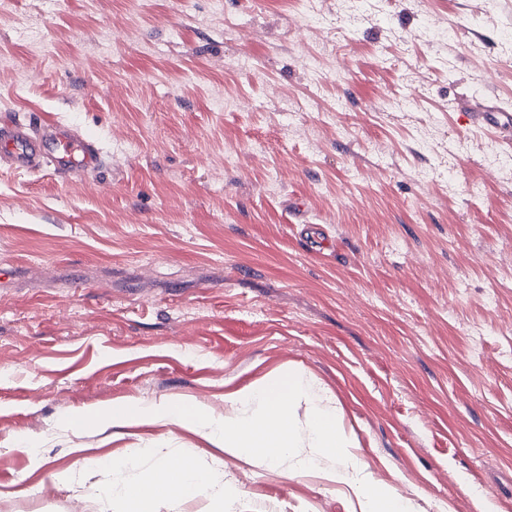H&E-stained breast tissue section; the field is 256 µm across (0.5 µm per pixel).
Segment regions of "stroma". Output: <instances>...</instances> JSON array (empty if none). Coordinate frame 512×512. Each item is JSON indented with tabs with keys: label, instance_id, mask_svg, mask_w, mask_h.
<instances>
[{
	"label": "stroma",
	"instance_id": "obj_1",
	"mask_svg": "<svg viewBox=\"0 0 512 512\" xmlns=\"http://www.w3.org/2000/svg\"><path fill=\"white\" fill-rule=\"evenodd\" d=\"M489 106L512 112V0H0V116L105 159L67 183L0 167V512H101L83 484L132 474L91 460L135 448L216 476L157 512H362L321 456L63 423L224 415L291 371L409 512H512V144L472 124Z\"/></svg>",
	"mask_w": 512,
	"mask_h": 512
}]
</instances>
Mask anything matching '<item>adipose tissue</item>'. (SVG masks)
I'll return each mask as SVG.
<instances>
[{
    "label": "adipose tissue",
    "instance_id": "adipose-tissue-1",
    "mask_svg": "<svg viewBox=\"0 0 512 512\" xmlns=\"http://www.w3.org/2000/svg\"><path fill=\"white\" fill-rule=\"evenodd\" d=\"M209 482V477L196 472L190 464H164L120 489L92 486L88 493L106 502L115 501L118 512H154L153 506L159 498L190 496L203 491Z\"/></svg>",
    "mask_w": 512,
    "mask_h": 512
}]
</instances>
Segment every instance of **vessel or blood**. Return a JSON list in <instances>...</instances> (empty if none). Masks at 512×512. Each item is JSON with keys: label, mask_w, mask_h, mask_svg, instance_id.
Wrapping results in <instances>:
<instances>
[{"label": "vessel or blood", "mask_w": 512, "mask_h": 512, "mask_svg": "<svg viewBox=\"0 0 512 512\" xmlns=\"http://www.w3.org/2000/svg\"><path fill=\"white\" fill-rule=\"evenodd\" d=\"M0 161L21 172L47 168L62 181L103 165L96 142L72 126L37 113L24 122L0 117Z\"/></svg>", "instance_id": "obj_1"}]
</instances>
